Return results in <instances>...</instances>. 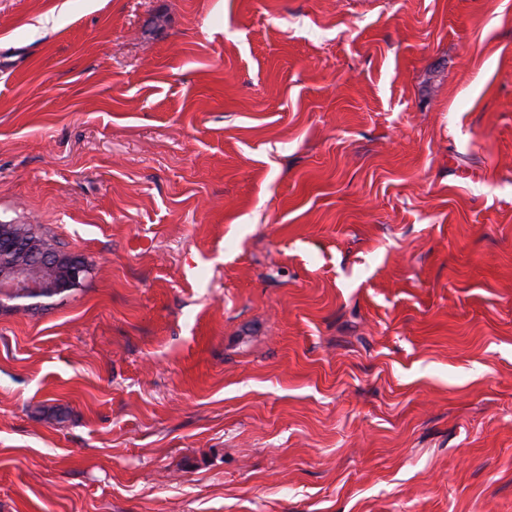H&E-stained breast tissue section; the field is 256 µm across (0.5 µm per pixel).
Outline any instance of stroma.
<instances>
[{
	"instance_id": "obj_1",
	"label": "stroma",
	"mask_w": 512,
	"mask_h": 512,
	"mask_svg": "<svg viewBox=\"0 0 512 512\" xmlns=\"http://www.w3.org/2000/svg\"><path fill=\"white\" fill-rule=\"evenodd\" d=\"M0 222V512H512V0H0ZM13 224H0V306L11 308L3 300H28L27 306L32 307L40 300L48 297L45 288H57L55 284L38 282L33 279L51 278L54 271L49 267H33L27 273L25 251L19 247L18 235ZM33 279H31V278ZM17 232L24 241H35L45 250H51L50 253H44L39 256L32 257V261L39 265H51L52 267H61L64 269L67 279L71 282H78L87 276L91 269V265L86 260L73 259L66 251H63L51 240L37 233L30 224H18ZM61 250V251H55Z\"/></svg>"
}]
</instances>
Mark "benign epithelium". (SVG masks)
<instances>
[{
    "label": "benign epithelium",
    "instance_id": "obj_1",
    "mask_svg": "<svg viewBox=\"0 0 512 512\" xmlns=\"http://www.w3.org/2000/svg\"><path fill=\"white\" fill-rule=\"evenodd\" d=\"M39 265H51L64 269L67 279L77 282L87 276L91 265L86 260L73 259L67 252L52 251L32 258ZM55 288L50 283L30 278L25 263V253L19 247L18 235L10 224H0V306L9 307L12 300H26L28 306L47 297L46 289Z\"/></svg>",
    "mask_w": 512,
    "mask_h": 512
}]
</instances>
